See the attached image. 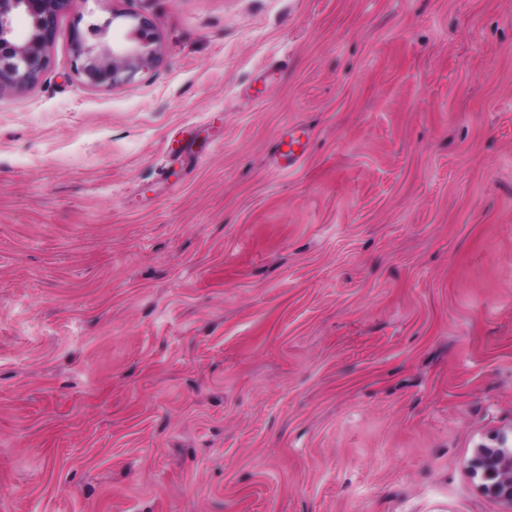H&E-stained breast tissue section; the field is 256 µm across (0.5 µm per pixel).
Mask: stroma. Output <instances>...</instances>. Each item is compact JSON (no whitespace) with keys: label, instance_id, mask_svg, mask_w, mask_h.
Instances as JSON below:
<instances>
[{"label":"stroma","instance_id":"35a3bbf8","mask_svg":"<svg viewBox=\"0 0 512 512\" xmlns=\"http://www.w3.org/2000/svg\"><path fill=\"white\" fill-rule=\"evenodd\" d=\"M510 431L512 0H81L0 90V512H507ZM134 35L128 41H112V47L89 43L85 33L74 25L71 32L73 67L77 76L90 86L114 87L130 81L142 68L160 57L159 37L153 21L145 16L128 15ZM305 133L296 136V133L289 135V139L282 138L278 144L279 157L284 160V168H292L301 162L306 150L307 136L304 142L301 141ZM491 443L480 444L470 461L480 490L509 507L512 511V446L507 435H497Z\"/></svg>","mask_w":512,"mask_h":512}]
</instances>
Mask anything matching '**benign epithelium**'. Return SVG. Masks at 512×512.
Here are the masks:
<instances>
[{
    "mask_svg": "<svg viewBox=\"0 0 512 512\" xmlns=\"http://www.w3.org/2000/svg\"><path fill=\"white\" fill-rule=\"evenodd\" d=\"M77 0H0V89L25 88L35 84L51 63L61 16L73 11ZM134 35L112 45L92 44L79 25L71 32L73 67L90 86L114 87L130 81L142 68L158 61L159 37L153 21L130 15ZM24 23L22 39L16 25ZM480 490L506 505L512 512V444L506 435L479 445L470 461Z\"/></svg>",
    "mask_w": 512,
    "mask_h": 512,
    "instance_id": "benign-epithelium-1",
    "label": "benign epithelium"
}]
</instances>
